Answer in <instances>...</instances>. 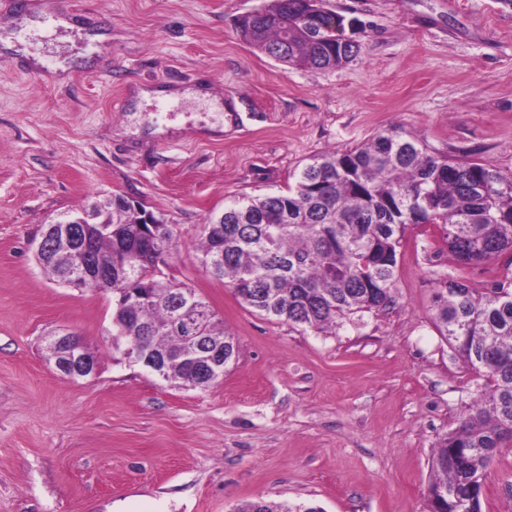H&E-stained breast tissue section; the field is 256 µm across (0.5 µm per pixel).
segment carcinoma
<instances>
[{
  "label": "carcinoma",
  "mask_w": 512,
  "mask_h": 512,
  "mask_svg": "<svg viewBox=\"0 0 512 512\" xmlns=\"http://www.w3.org/2000/svg\"><path fill=\"white\" fill-rule=\"evenodd\" d=\"M337 13H309L308 0H271L238 19L243 39L274 60L312 71L344 66L360 44L341 43ZM112 235L82 252L57 240L55 255L37 257L59 283L92 265L112 279H87L84 288L112 289V340L124 341L139 364L165 357L164 381L178 389L207 388L224 376L236 347L208 302L189 285L156 268V254L174 239L171 227L127 197L92 205ZM410 226L436 227L465 265L512 254V177L477 159L429 153L426 143L396 129L346 152L305 164L288 192L243 196L199 235L200 260L211 276L228 281L235 296L262 316L323 332L358 312L391 301ZM442 336L484 389L436 446L427 512H481L485 472L512 447V259L503 280L482 291L443 279L435 294ZM188 310L198 321L200 348L215 355L206 368L187 359ZM235 512H322L305 503L249 501Z\"/></svg>",
  "instance_id": "cac0c4a2"
}]
</instances>
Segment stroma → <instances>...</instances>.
<instances>
[{
  "mask_svg": "<svg viewBox=\"0 0 512 512\" xmlns=\"http://www.w3.org/2000/svg\"><path fill=\"white\" fill-rule=\"evenodd\" d=\"M269 0H0V512H235L258 498L324 512H426L438 441L483 379L440 336V280L489 288L504 259L462 265L411 226L392 300L316 332L260 316L193 247L227 197L287 190L312 158L396 128L436 155L512 176V5L327 0L363 22L359 55L314 73L247 44L236 19ZM203 100L135 104L142 87ZM120 193L170 225V272L235 336L209 388L174 389L113 349L112 294L51 280L45 224ZM99 357L69 380L45 338ZM482 512H512V448ZM74 334L71 331H61V333L50 337L55 347L65 346L75 355V363L69 369V379L82 378L90 372L89 367L85 365L88 361L86 348L83 342L76 341L72 337ZM77 361H80L81 364H77Z\"/></svg>",
  "mask_w": 512,
  "mask_h": 512,
  "instance_id": "obj_1",
  "label": "stroma"
}]
</instances>
